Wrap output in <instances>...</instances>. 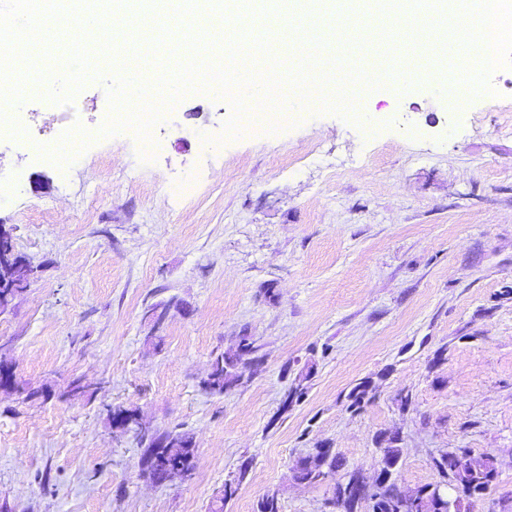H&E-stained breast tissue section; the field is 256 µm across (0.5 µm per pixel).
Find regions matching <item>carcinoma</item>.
<instances>
[{"label": "carcinoma", "instance_id": "cac0c4a2", "mask_svg": "<svg viewBox=\"0 0 512 512\" xmlns=\"http://www.w3.org/2000/svg\"><path fill=\"white\" fill-rule=\"evenodd\" d=\"M258 347L247 338H242L237 350L214 360L207 379L203 381L206 390L221 394L232 385L243 380V368L254 360ZM376 386L371 380H364L353 386L346 395L347 407L357 411L372 398ZM147 443L145 464L150 477L161 482L166 479V467L176 463L183 465V472L194 466L195 443L193 437L182 433L141 435ZM396 436L388 438V447L381 449L382 459L388 466H399L401 449L394 446ZM433 464L443 478L450 479L452 492L435 494L436 484H425L413 494L404 492L398 480L390 479L378 488L371 512H461L462 498L485 490L497 477L494 457L488 453L458 455L447 451L433 459ZM343 466V460L336 453H316L305 458L298 465L297 479L316 483L336 474ZM357 471L343 473L334 486L335 505L339 512H361V503L348 490L349 481Z\"/></svg>", "mask_w": 512, "mask_h": 512}]
</instances>
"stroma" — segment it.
Masks as SVG:
<instances>
[{
    "instance_id": "stroma-1",
    "label": "stroma",
    "mask_w": 512,
    "mask_h": 512,
    "mask_svg": "<svg viewBox=\"0 0 512 512\" xmlns=\"http://www.w3.org/2000/svg\"><path fill=\"white\" fill-rule=\"evenodd\" d=\"M313 22L259 19L282 71ZM491 85L461 110L423 70L362 124L294 101L296 121L234 138L230 103L196 91L145 150L100 137L107 82L64 106L29 82L17 109L56 136L0 146V224L35 268L0 315L19 385L0 389V512H212L230 481L224 512L271 491L336 512L335 478L296 482L297 463L330 447L369 475L391 434L404 489L437 482L442 452L488 453L494 487L461 512H512V68ZM244 336L248 381L204 390ZM365 379L374 398L347 409ZM118 409L192 436L193 470L155 482Z\"/></svg>"
}]
</instances>
